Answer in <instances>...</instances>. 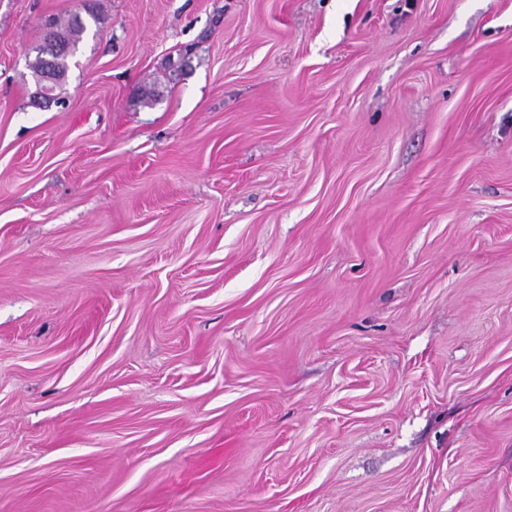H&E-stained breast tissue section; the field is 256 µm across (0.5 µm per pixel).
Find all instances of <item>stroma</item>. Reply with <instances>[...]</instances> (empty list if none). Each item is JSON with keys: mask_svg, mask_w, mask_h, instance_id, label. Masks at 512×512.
Masks as SVG:
<instances>
[{"mask_svg": "<svg viewBox=\"0 0 512 512\" xmlns=\"http://www.w3.org/2000/svg\"><path fill=\"white\" fill-rule=\"evenodd\" d=\"M0 512H512V0H0ZM55 20H59L66 24L56 30L63 35L67 42L64 43L65 48L63 50L51 55L46 54L45 46L35 48L37 55H35L32 62L29 63V68L32 71L34 81L36 77L37 82L43 73V68L45 67L57 66L61 72L65 74L67 73V59L74 56L82 35L86 33L88 29L92 28L91 23L97 26L99 17L94 12H88L87 17H82L79 13H74L68 15L62 20L57 18H55Z\"/></svg>", "mask_w": 512, "mask_h": 512, "instance_id": "1", "label": "stroma"}]
</instances>
